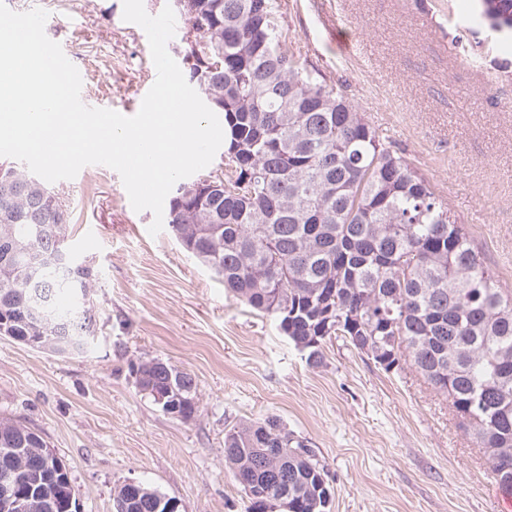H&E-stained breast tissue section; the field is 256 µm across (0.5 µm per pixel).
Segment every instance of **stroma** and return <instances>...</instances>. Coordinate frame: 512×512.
Segmentation results:
<instances>
[{
    "label": "stroma",
    "instance_id": "obj_1",
    "mask_svg": "<svg viewBox=\"0 0 512 512\" xmlns=\"http://www.w3.org/2000/svg\"><path fill=\"white\" fill-rule=\"evenodd\" d=\"M466 0H276L288 53L340 88L465 224L512 289V51L465 28ZM48 12L45 33L83 72L90 105L128 114L155 81L144 30L122 0H13ZM354 51L335 49L336 39ZM53 188L72 250L95 271L90 350L63 357L0 336V417L35 429L68 465L76 512H113L136 480L179 512H250L224 433L276 418L328 471L329 512H490L499 490L466 426L410 364L384 370L343 337L313 365L278 328L225 293L170 229L150 235L120 175L88 166ZM162 359L195 380L191 418L137 387Z\"/></svg>",
    "mask_w": 512,
    "mask_h": 512
}]
</instances>
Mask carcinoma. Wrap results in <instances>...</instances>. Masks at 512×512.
Masks as SVG:
<instances>
[{
    "instance_id": "carcinoma-1",
    "label": "carcinoma",
    "mask_w": 512,
    "mask_h": 512,
    "mask_svg": "<svg viewBox=\"0 0 512 512\" xmlns=\"http://www.w3.org/2000/svg\"><path fill=\"white\" fill-rule=\"evenodd\" d=\"M183 15L199 51L224 57L206 105L224 117V154L236 153L224 188L201 200L169 199L168 224L210 256V269L251 309L321 361L322 343L342 336L385 370L405 361L448 401L480 448L512 458V290L484 266L467 227L393 151L341 92L323 84L284 51L274 0H189ZM474 21L512 30V0H478ZM33 174L15 165L0 174V231L22 247L0 261V293L37 292L68 317V336L89 341L87 319L74 313L81 273L45 262L49 235L21 219L41 212L58 223L59 194L28 188ZM153 398L194 379L153 359L132 366ZM17 440L29 427L0 418V435ZM279 448L280 479L235 472L251 512L288 496L291 512H328L325 467L276 418L224 434L231 467ZM500 492L512 495V470L491 464ZM21 489L50 499L55 512L74 498L72 483L28 471ZM114 512H165L162 492L138 484Z\"/></svg>"
}]
</instances>
